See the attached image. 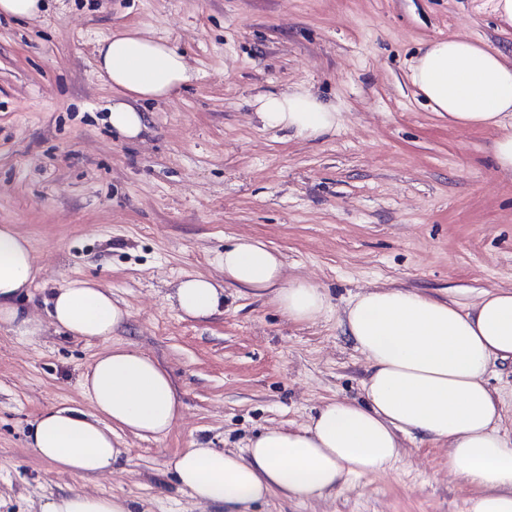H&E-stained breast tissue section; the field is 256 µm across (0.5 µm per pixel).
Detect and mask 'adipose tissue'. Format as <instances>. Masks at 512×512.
Here are the masks:
<instances>
[{"label": "adipose tissue", "instance_id": "obj_1", "mask_svg": "<svg viewBox=\"0 0 512 512\" xmlns=\"http://www.w3.org/2000/svg\"><path fill=\"white\" fill-rule=\"evenodd\" d=\"M97 71L116 94L112 127L130 139L144 127L132 100L170 97L195 77L167 42L131 31L100 40ZM408 78L449 123L496 129L495 165L512 173V55L466 38L439 39L413 60ZM256 114L264 127L305 137L329 134L340 121L335 107L301 87L258 97ZM220 264L223 281L191 276L179 282L173 296L178 311L196 319L214 315L228 284L271 297L296 323L316 322L329 309L315 284L286 278L281 255L262 240L240 238L225 247ZM37 275L28 239L1 224L0 322L14 325L19 336L35 335L47 321L71 336L107 341L129 317L109 289L74 277L51 289L46 317L37 319L18 305ZM341 324L369 365L362 400L329 401L306 425L265 430L241 451L176 453L170 464L195 504L249 512L274 493L321 496L349 477L392 467L401 455V436L414 434L447 444L449 470L475 489L467 512H512V430L504 425L500 396L485 379L491 365L512 363V289H489L464 303L378 288L355 294ZM80 389L89 410L44 409L29 434L37 456L62 472L110 474L125 455L120 433L157 439L181 416L169 373L132 347L100 353L81 375ZM40 510L134 512L123 497L80 492L46 498Z\"/></svg>", "mask_w": 512, "mask_h": 512}]
</instances>
